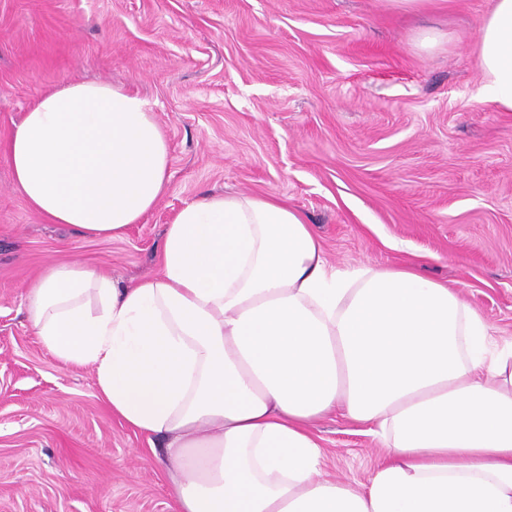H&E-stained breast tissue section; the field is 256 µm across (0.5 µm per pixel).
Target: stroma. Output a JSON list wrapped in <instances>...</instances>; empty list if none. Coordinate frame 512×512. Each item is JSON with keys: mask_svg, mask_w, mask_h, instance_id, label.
Instances as JSON below:
<instances>
[{"mask_svg": "<svg viewBox=\"0 0 512 512\" xmlns=\"http://www.w3.org/2000/svg\"><path fill=\"white\" fill-rule=\"evenodd\" d=\"M490 0H0V148L65 81L146 99L170 144L158 204L114 239L37 216L0 151V512H174L152 440L28 325L25 291L77 260L118 283L153 274L164 231L214 192L274 195L345 269L412 265L512 340V112L477 62ZM440 32L423 48V30ZM311 430L328 477L385 458L330 412Z\"/></svg>", "mask_w": 512, "mask_h": 512, "instance_id": "obj_1", "label": "stroma"}]
</instances>
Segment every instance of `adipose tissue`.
<instances>
[{
	"mask_svg": "<svg viewBox=\"0 0 512 512\" xmlns=\"http://www.w3.org/2000/svg\"><path fill=\"white\" fill-rule=\"evenodd\" d=\"M485 94L512 112V0L478 41ZM46 222L120 236L163 196L168 138L139 95L67 82L5 147ZM42 345L92 365L99 398L165 441L177 512H512V341L416 268L339 269L300 212L212 193L168 224L155 274L119 285L71 261L26 293ZM338 410L388 459L325 478L310 424Z\"/></svg>",
	"mask_w": 512,
	"mask_h": 512,
	"instance_id": "obj_1",
	"label": "adipose tissue"
}]
</instances>
